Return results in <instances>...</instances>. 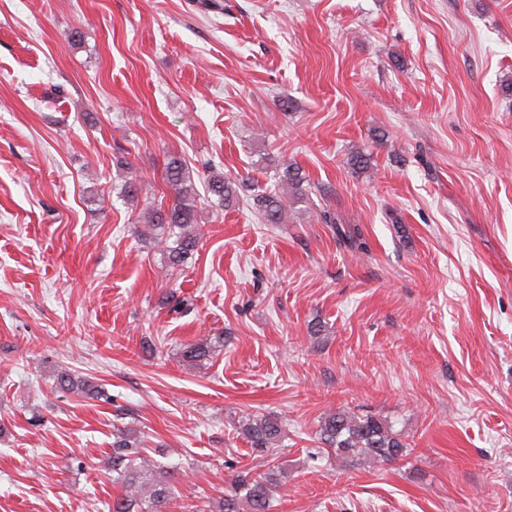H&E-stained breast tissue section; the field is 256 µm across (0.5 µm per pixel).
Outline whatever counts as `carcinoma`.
I'll return each mask as SVG.
<instances>
[{
	"label": "carcinoma",
	"instance_id": "carcinoma-1",
	"mask_svg": "<svg viewBox=\"0 0 512 512\" xmlns=\"http://www.w3.org/2000/svg\"><path fill=\"white\" fill-rule=\"evenodd\" d=\"M281 193H270L250 179H238L222 172L211 171L204 180L206 192L217 205L228 207L239 200V192L249 191L253 203L267 224H284L292 204L306 195L309 183L300 167L284 163L276 171ZM163 181L173 192L174 199L167 208L149 207L139 211L137 221L147 224L160 234L155 237L170 267L177 268L193 255L198 245L195 232L198 191L193 175L179 157L168 159ZM324 223L331 225L336 239L351 251H368L363 230L357 224H344L326 214ZM224 347V337L207 336L186 345L182 358L198 364L212 358ZM57 383L63 390L79 388L94 396L96 386L87 379H76L66 371L58 374ZM239 434L244 436L257 458H266L270 449L278 447L283 438L281 421L276 417L248 416L238 422ZM319 441L336 455L350 461L370 464L393 462L410 454L387 421L374 415H360L351 409L339 408L325 414L318 429ZM112 472L122 492L112 502V512H160L172 494L171 473L153 458L146 456L143 443L119 432L112 442ZM282 482L274 470L242 471L230 482L224 495L212 505L210 512H269L271 503Z\"/></svg>",
	"mask_w": 512,
	"mask_h": 512
}]
</instances>
